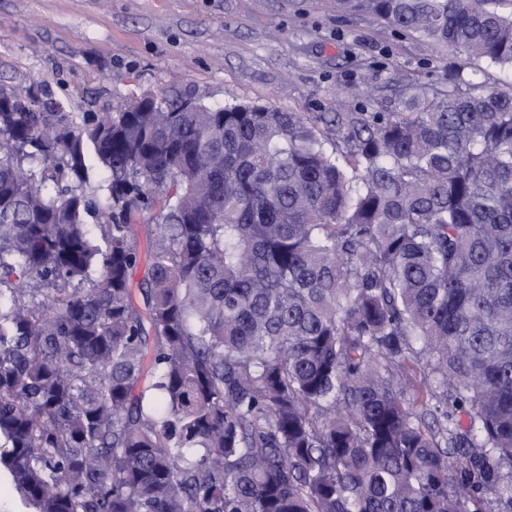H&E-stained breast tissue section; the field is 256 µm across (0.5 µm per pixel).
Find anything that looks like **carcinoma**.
Here are the masks:
<instances>
[{"mask_svg":"<svg viewBox=\"0 0 512 512\" xmlns=\"http://www.w3.org/2000/svg\"><path fill=\"white\" fill-rule=\"evenodd\" d=\"M505 2L332 5L512 67ZM2 481L18 512H512V93L97 114L0 84ZM152 215L150 213H144L139 218L138 226H136L137 229V235L140 242V250H141V260L140 263L137 265V267L134 269L133 275H132V288L134 293V298L136 300H139L141 298L139 288L140 284L143 281V279L147 276L148 266L146 263V260L144 258L145 252L147 250V246L149 243V231H148V224H154L152 221Z\"/></svg>","mask_w":512,"mask_h":512,"instance_id":"1","label":"carcinoma"}]
</instances>
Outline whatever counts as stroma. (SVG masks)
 I'll return each instance as SVG.
<instances>
[{"mask_svg":"<svg viewBox=\"0 0 512 512\" xmlns=\"http://www.w3.org/2000/svg\"><path fill=\"white\" fill-rule=\"evenodd\" d=\"M512 89V69L467 59L330 0H0V82L36 85L69 112L144 96L311 114L382 112L406 79L447 68Z\"/></svg>","mask_w":512,"mask_h":512,"instance_id":"obj_1","label":"stroma"}]
</instances>
